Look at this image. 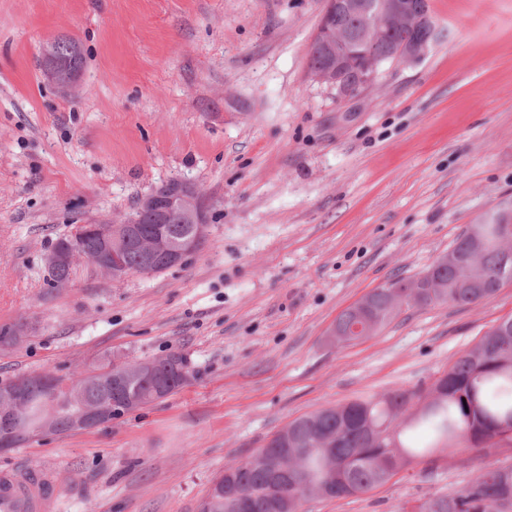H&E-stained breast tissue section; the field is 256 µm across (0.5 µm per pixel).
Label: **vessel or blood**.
Segmentation results:
<instances>
[{
  "label": "vessel or blood",
  "mask_w": 512,
  "mask_h": 512,
  "mask_svg": "<svg viewBox=\"0 0 512 512\" xmlns=\"http://www.w3.org/2000/svg\"><path fill=\"white\" fill-rule=\"evenodd\" d=\"M57 495L51 473L20 465L0 470V512H48Z\"/></svg>",
  "instance_id": "b4317fda"
}]
</instances>
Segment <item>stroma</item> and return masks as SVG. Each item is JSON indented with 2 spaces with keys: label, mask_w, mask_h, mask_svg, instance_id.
I'll return each mask as SVG.
<instances>
[{
  "label": "stroma",
  "mask_w": 512,
  "mask_h": 512,
  "mask_svg": "<svg viewBox=\"0 0 512 512\" xmlns=\"http://www.w3.org/2000/svg\"><path fill=\"white\" fill-rule=\"evenodd\" d=\"M436 36L352 97L310 76L326 0H0V382H70L105 358L183 353L189 385L93 430L0 453L49 469L52 512H197L211 481L294 418L430 385L500 319L489 301L409 306L339 346L337 317L417 278L512 197V0H429ZM70 38L71 90L42 59ZM208 233L183 265L112 279L90 261L50 287L77 226L129 216L171 180ZM512 444L436 454L307 512H398L460 491ZM46 55L53 54L58 60L69 63L71 60V72L78 75L83 67V56L79 45L71 39L58 38L47 43L45 48ZM76 53V54H75Z\"/></svg>",
  "instance_id": "1"
}]
</instances>
